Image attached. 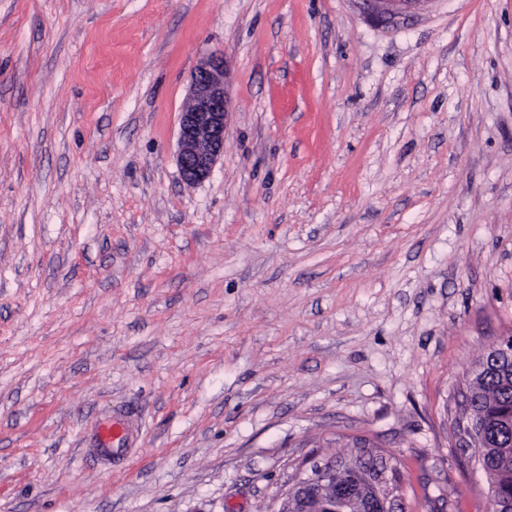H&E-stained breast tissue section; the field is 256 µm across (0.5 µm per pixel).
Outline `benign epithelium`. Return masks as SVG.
I'll use <instances>...</instances> for the list:
<instances>
[{
    "label": "benign epithelium",
    "instance_id": "benign-epithelium-1",
    "mask_svg": "<svg viewBox=\"0 0 512 512\" xmlns=\"http://www.w3.org/2000/svg\"><path fill=\"white\" fill-rule=\"evenodd\" d=\"M379 17L393 22L396 0H365ZM224 56L199 59L190 77L188 101L180 112L176 164L182 182L198 185L209 179L224 155L230 102L224 87ZM405 503L402 481L385 472L373 488L352 472L329 468L324 459L305 462L294 479L276 495L271 512H399Z\"/></svg>",
    "mask_w": 512,
    "mask_h": 512
}]
</instances>
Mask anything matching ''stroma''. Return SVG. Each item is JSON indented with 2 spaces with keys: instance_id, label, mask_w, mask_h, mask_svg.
I'll return each mask as SVG.
<instances>
[{
  "instance_id": "obj_1",
  "label": "stroma",
  "mask_w": 512,
  "mask_h": 512,
  "mask_svg": "<svg viewBox=\"0 0 512 512\" xmlns=\"http://www.w3.org/2000/svg\"><path fill=\"white\" fill-rule=\"evenodd\" d=\"M509 335L512 0H0V512H268L355 437L409 512H489L451 415ZM119 404L142 442L103 465ZM224 57H201L191 74L188 101L180 113L176 164L182 182L195 186L209 179L224 155L230 102L224 87ZM364 443L370 446L367 448H358V454L354 464H348L352 468L358 469L362 474L376 469L384 463V460L392 461L400 469V461L390 451L381 450L370 441L364 439ZM374 451V453H373ZM375 454V455H374Z\"/></svg>"
}]
</instances>
